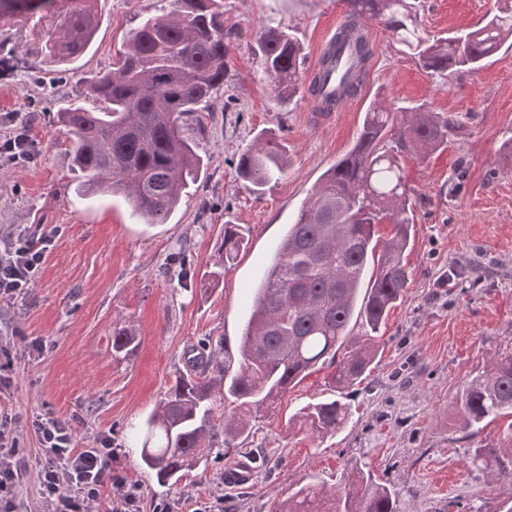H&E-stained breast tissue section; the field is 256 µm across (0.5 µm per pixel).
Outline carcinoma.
Masks as SVG:
<instances>
[{"label": "carcinoma", "mask_w": 512, "mask_h": 512, "mask_svg": "<svg viewBox=\"0 0 512 512\" xmlns=\"http://www.w3.org/2000/svg\"><path fill=\"white\" fill-rule=\"evenodd\" d=\"M97 0H63L51 16L41 46L46 60L66 66L89 49L100 18ZM161 13L144 17L126 51L89 88L102 107H75L59 114L75 135L74 163L84 173L78 189L88 195L121 193L146 224H164L186 186L195 181L201 159L184 126L197 106L224 86V0H166ZM349 16L336 41V54L322 60L328 75L348 46L352 64L340 97L361 88L372 56L363 19L378 18L397 42L427 71L475 69L512 38V0H498L496 13L480 28L431 40L419 28L412 0H348ZM261 66L277 104L299 91L302 48L282 23H267L259 38ZM455 127L420 105L377 102L364 115L352 148L319 178L255 290L238 350V368L226 373L219 355L224 343L205 340L192 373L179 377L166 401L146 421L141 460L161 484L175 486L223 454L261 408L286 394L305 372L330 369V382L345 389L363 380L376 352V334L409 279L403 254L409 246L414 191L401 175L398 156L420 159L448 144ZM288 170L278 144L256 138L238 163L248 190L261 195ZM387 224L390 236L377 235ZM245 245L240 225L224 226L218 247L228 263ZM364 334L351 336L353 318ZM135 336L112 331V354L129 348ZM230 397L238 412L216 423L217 398ZM455 405L467 428L489 417L512 416V348L497 352L457 394ZM348 407L333 399L301 409L313 436L336 432ZM474 460L493 479L512 477V425L500 443L475 449ZM396 489L355 467L341 489L307 485L273 512H398Z\"/></svg>", "instance_id": "carcinoma-1"}]
</instances>
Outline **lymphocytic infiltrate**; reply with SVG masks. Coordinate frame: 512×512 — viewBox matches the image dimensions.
Segmentation results:
<instances>
[{
  "label": "lymphocytic infiltrate",
  "instance_id": "1",
  "mask_svg": "<svg viewBox=\"0 0 512 512\" xmlns=\"http://www.w3.org/2000/svg\"><path fill=\"white\" fill-rule=\"evenodd\" d=\"M47 243L23 233L0 238V299L29 291ZM36 432L45 450L37 469L42 512H139L135 488L112 475L111 448L79 447L72 426L51 416ZM24 467L12 422L0 418V512H27Z\"/></svg>",
  "mask_w": 512,
  "mask_h": 512
}]
</instances>
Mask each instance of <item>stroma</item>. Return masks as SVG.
Wrapping results in <instances>:
<instances>
[{
    "instance_id": "35a3bbf8",
    "label": "stroma",
    "mask_w": 512,
    "mask_h": 512,
    "mask_svg": "<svg viewBox=\"0 0 512 512\" xmlns=\"http://www.w3.org/2000/svg\"><path fill=\"white\" fill-rule=\"evenodd\" d=\"M158 0H100L91 48L66 74L40 52L46 35L35 17L0 13V139L24 129L29 161L0 165V234L55 236L31 289L0 300V366L8 388L0 416L16 421L17 444L31 465L43 450L40 415L70 422L83 444L111 439L116 475L138 489L140 512L170 502L179 512H272L309 484L331 488L350 466L394 486L399 512H497L512 480H494L472 459L495 445L512 418L464 427L454 401L474 372L512 341V39L475 70L422 69L380 22H373L368 76L328 118L309 107L308 86L324 38L342 23L346 0H224L228 72L216 104H201L188 126L202 165L167 223H140L123 195L86 197L72 166L74 137L57 114L97 103L91 79L127 47L132 30ZM496 0H423L418 19L441 38L484 23ZM288 25L303 47L299 91L278 105L255 54L267 20ZM426 106L459 126L448 145L401 165L418 202L404 261L410 271L389 313L369 377L335 394L327 370L311 373L262 409L247 431L175 487L142 463L139 435L200 339L223 341L236 368L237 342L288 225L320 175L355 142L365 111L378 99ZM275 139L287 174L249 194L237 173L256 137ZM249 241L230 263L218 245L225 224ZM488 276L472 280L478 268ZM135 334L112 353V330ZM43 342L45 351L34 349ZM340 398L350 410L336 433L301 428L307 404ZM256 451L267 456L250 483L230 489L228 469Z\"/></svg>"
}]
</instances>
